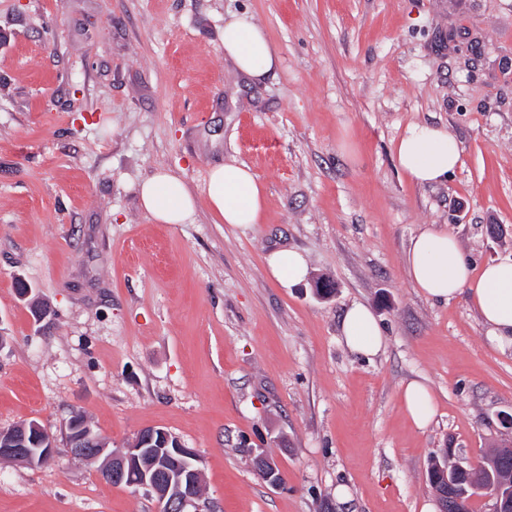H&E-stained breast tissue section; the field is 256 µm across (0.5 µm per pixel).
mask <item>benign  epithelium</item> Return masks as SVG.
<instances>
[{
	"label": "benign epithelium",
	"mask_w": 512,
	"mask_h": 512,
	"mask_svg": "<svg viewBox=\"0 0 512 512\" xmlns=\"http://www.w3.org/2000/svg\"><path fill=\"white\" fill-rule=\"evenodd\" d=\"M67 447L70 456L81 461H101V474L119 481L133 489H147L157 499L167 503L169 512H207L201 503L202 495L197 491L201 480L198 455L185 447L168 431L158 429L149 434H138L119 452L108 450L104 443L84 422L66 425ZM157 443L168 448L169 464L160 466L147 445ZM55 456L53 437L36 420L25 422L19 428L0 430V459L25 461L31 465L50 461ZM254 469L270 485L282 483L277 467L262 453L254 458ZM470 476L471 489L493 501L492 512H512V487L490 484L482 480L479 464L456 460L451 470L444 471L447 492L437 497L439 512L458 510L463 499L455 492V481L459 474Z\"/></svg>",
	"instance_id": "benign-epithelium-1"
}]
</instances>
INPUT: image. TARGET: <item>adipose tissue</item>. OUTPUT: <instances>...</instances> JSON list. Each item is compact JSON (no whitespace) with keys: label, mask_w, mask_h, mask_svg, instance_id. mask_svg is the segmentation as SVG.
Wrapping results in <instances>:
<instances>
[{"label":"adipose tissue","mask_w":512,"mask_h":512,"mask_svg":"<svg viewBox=\"0 0 512 512\" xmlns=\"http://www.w3.org/2000/svg\"><path fill=\"white\" fill-rule=\"evenodd\" d=\"M224 53L236 69L251 78L273 72L280 56L265 32L247 16L235 15L224 23ZM398 168L413 182L429 185L443 180L461 164V151L448 129L429 124L409 125L395 149ZM147 213L161 224H183L191 219L197 199L188 183L168 170L156 171L139 187ZM206 200L224 223L236 226L259 223L264 198L255 173L230 162L214 166L208 175ZM409 280L428 299L448 302L467 296L487 327L489 342L512 349V260L491 263L474 271L458 239L428 227L413 235L406 252ZM342 344L365 358L377 356L386 345L380 322L363 304H351L340 322ZM405 414L416 427L428 426L436 415L429 388L413 380L402 389Z\"/></svg>","instance_id":"adipose-tissue-1"}]
</instances>
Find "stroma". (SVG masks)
Instances as JSON below:
<instances>
[{"instance_id":"obj_1","label":"stroma","mask_w":512,"mask_h":512,"mask_svg":"<svg viewBox=\"0 0 512 512\" xmlns=\"http://www.w3.org/2000/svg\"><path fill=\"white\" fill-rule=\"evenodd\" d=\"M242 13L280 53L257 82L224 55ZM413 123L456 136L448 180L398 169ZM226 161L257 175L259 223L208 208ZM161 168L198 197L187 223L140 203ZM429 226L475 265L512 259V0H0V429L35 420L56 445L0 460V512H157L70 457L78 412L116 450L152 427L194 449L216 512H424L441 449L512 442V350L465 297L408 278ZM281 248L307 280L271 277ZM355 302L386 331L369 361L340 342ZM412 380L435 398L424 429L401 406ZM268 268L272 277L281 284L301 280L308 271L305 256L293 249H278L268 258Z\"/></svg>"}]
</instances>
